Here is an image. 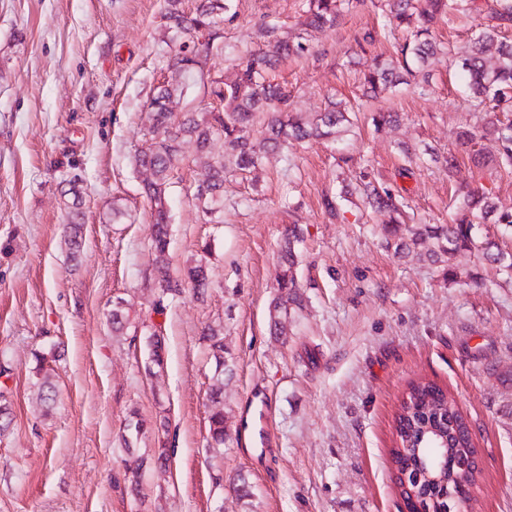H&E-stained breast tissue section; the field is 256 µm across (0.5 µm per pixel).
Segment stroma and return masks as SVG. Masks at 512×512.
<instances>
[{"label":"stroma","mask_w":512,"mask_h":512,"mask_svg":"<svg viewBox=\"0 0 512 512\" xmlns=\"http://www.w3.org/2000/svg\"><path fill=\"white\" fill-rule=\"evenodd\" d=\"M206 66L229 78L230 59L265 47L260 24L303 39L306 51L268 77L299 107L354 100L358 75L394 53L379 39L358 46L377 13L353 9L338 26L302 32V0H223ZM165 0H0V401L12 423L0 433V512H399L389 450L409 382L435 380L456 398L481 450L474 512H512V278L474 254L450 263L406 262L381 245L380 226L358 197L338 219L325 194L359 173L403 184L426 224L450 223L453 191L481 186L512 208V173L430 161L399 180V143L447 155L472 123L447 61L434 62L426 94L400 86L371 110L403 113L399 127L367 124L337 141L294 144L292 162L269 155L248 177L224 181V207L203 216L193 197L205 175L186 162L167 190L170 272L210 244L211 287L160 299L152 280L149 174L130 157L150 125L147 103L169 54L185 43L163 29ZM84 226L71 261L63 226ZM302 225L298 275L305 307L285 336H269L278 243ZM130 314L123 335L110 312ZM224 327V413L229 439L206 446L215 366L201 340ZM166 340L162 372L146 375L148 338ZM64 352L50 414L33 399L35 354ZM266 399L270 455L242 450L252 392ZM169 418V461L139 488L127 473L121 434L131 410ZM245 480L247 498L232 489Z\"/></svg>","instance_id":"stroma-1"}]
</instances>
